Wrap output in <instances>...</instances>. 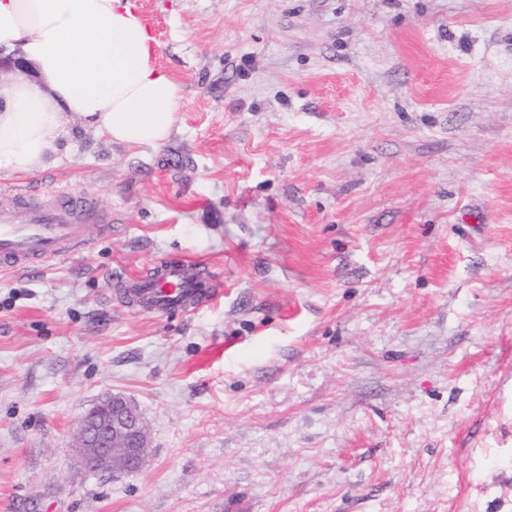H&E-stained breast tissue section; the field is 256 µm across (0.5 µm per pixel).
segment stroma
<instances>
[{"mask_svg": "<svg viewBox=\"0 0 512 512\" xmlns=\"http://www.w3.org/2000/svg\"><path fill=\"white\" fill-rule=\"evenodd\" d=\"M158 146L71 118L0 209H90L0 271V512H512V0H135ZM194 262L191 311L124 284ZM132 400L148 462L76 432ZM80 456L93 473H134L147 463L148 432L137 406L121 395H109L82 417Z\"/></svg>", "mask_w": 512, "mask_h": 512, "instance_id": "1", "label": "stroma"}]
</instances>
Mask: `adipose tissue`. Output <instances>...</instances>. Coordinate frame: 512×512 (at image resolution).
I'll use <instances>...</instances> for the list:
<instances>
[{"label": "adipose tissue", "instance_id": "1", "mask_svg": "<svg viewBox=\"0 0 512 512\" xmlns=\"http://www.w3.org/2000/svg\"><path fill=\"white\" fill-rule=\"evenodd\" d=\"M132 0H0V54L34 70L0 81V169L30 173L71 117L127 146L164 143L182 97Z\"/></svg>", "mask_w": 512, "mask_h": 512}]
</instances>
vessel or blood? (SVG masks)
Returning <instances> with one entry per match:
<instances>
[{
  "label": "vessel or blood",
  "instance_id": "1",
  "mask_svg": "<svg viewBox=\"0 0 512 512\" xmlns=\"http://www.w3.org/2000/svg\"><path fill=\"white\" fill-rule=\"evenodd\" d=\"M79 201L66 197L50 211L33 210L26 222L0 212V270L26 272L34 263L50 264L78 251L87 240L75 219ZM126 293L133 303L150 312L189 309L211 293L207 280L190 265L157 263L149 275L135 278Z\"/></svg>",
  "mask_w": 512,
  "mask_h": 512
}]
</instances>
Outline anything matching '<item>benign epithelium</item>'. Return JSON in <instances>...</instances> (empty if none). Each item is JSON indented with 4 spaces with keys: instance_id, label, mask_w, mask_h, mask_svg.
Returning <instances> with one entry per match:
<instances>
[{
    "instance_id": "1",
    "label": "benign epithelium",
    "mask_w": 512,
    "mask_h": 512,
    "mask_svg": "<svg viewBox=\"0 0 512 512\" xmlns=\"http://www.w3.org/2000/svg\"><path fill=\"white\" fill-rule=\"evenodd\" d=\"M80 456L93 473H134L147 463L148 432L137 406L121 395H109L82 417Z\"/></svg>"
}]
</instances>
